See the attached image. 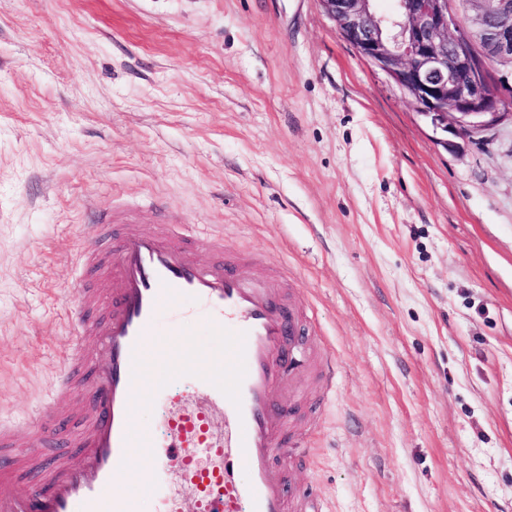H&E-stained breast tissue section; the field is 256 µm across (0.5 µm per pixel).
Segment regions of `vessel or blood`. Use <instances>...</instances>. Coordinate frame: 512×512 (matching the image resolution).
<instances>
[{
	"mask_svg": "<svg viewBox=\"0 0 512 512\" xmlns=\"http://www.w3.org/2000/svg\"><path fill=\"white\" fill-rule=\"evenodd\" d=\"M93 220L96 238L79 253L73 345L54 395L27 424L40 446L28 460L44 477L22 494L1 480L0 512H141L139 498L116 487L143 450L159 512H179L171 494L177 483L190 492L195 512H288L272 463L288 411L276 407L273 390L284 375L307 367L304 346L283 348L285 338L306 335L305 309L283 299L278 278L241 275L235 262L219 257L200 262L194 235L164 224L129 228L126 214L113 211ZM117 224L122 232H114ZM185 314L224 337L223 359H204L181 342ZM88 337L93 347H85ZM179 381L205 405L175 406L171 391ZM78 386L93 416L75 438L56 414ZM145 397L164 411L160 428L135 425ZM216 411L224 414L220 434L210 426ZM200 448L209 454L203 466L194 461ZM176 454L183 458L177 472L168 466ZM241 469L248 473L242 481Z\"/></svg>",
	"mask_w": 512,
	"mask_h": 512,
	"instance_id": "obj_1",
	"label": "vessel or blood"
}]
</instances>
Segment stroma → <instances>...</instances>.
<instances>
[{"mask_svg": "<svg viewBox=\"0 0 512 512\" xmlns=\"http://www.w3.org/2000/svg\"><path fill=\"white\" fill-rule=\"evenodd\" d=\"M282 271L290 512H512V123L444 148L319 0H0V423L54 391L90 207ZM332 364L336 385L326 388Z\"/></svg>", "mask_w": 512, "mask_h": 512, "instance_id": "stroma-1", "label": "stroma"}]
</instances>
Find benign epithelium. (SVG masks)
Segmentation results:
<instances>
[{
    "instance_id": "7a95c632",
    "label": "benign epithelium",
    "mask_w": 512,
    "mask_h": 512,
    "mask_svg": "<svg viewBox=\"0 0 512 512\" xmlns=\"http://www.w3.org/2000/svg\"><path fill=\"white\" fill-rule=\"evenodd\" d=\"M373 2L320 0L339 35L434 128L473 140L512 120V87L484 67L491 60L512 68V0H396L389 17Z\"/></svg>"
}]
</instances>
